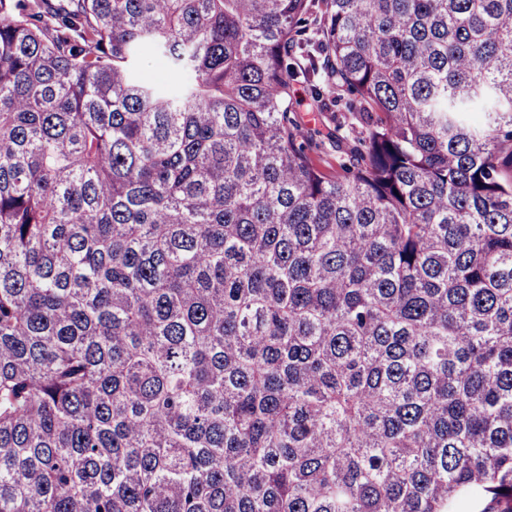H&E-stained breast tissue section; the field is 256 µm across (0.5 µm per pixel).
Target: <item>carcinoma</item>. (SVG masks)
I'll use <instances>...</instances> for the list:
<instances>
[{"instance_id":"carcinoma-1","label":"carcinoma","mask_w":512,"mask_h":512,"mask_svg":"<svg viewBox=\"0 0 512 512\" xmlns=\"http://www.w3.org/2000/svg\"><path fill=\"white\" fill-rule=\"evenodd\" d=\"M473 494L512 502V0H0V512ZM290 102L295 110L296 116L302 125V131L306 133L307 129L311 131H320L321 136L317 139H324L328 128H333L329 120L330 112H323L320 103L315 101L310 93L309 83L302 77L290 81Z\"/></svg>"}]
</instances>
